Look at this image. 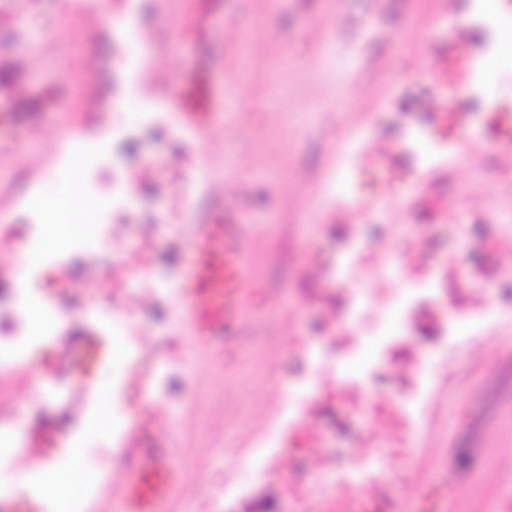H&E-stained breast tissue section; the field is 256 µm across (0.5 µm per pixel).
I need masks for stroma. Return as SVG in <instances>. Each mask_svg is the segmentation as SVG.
<instances>
[{
  "mask_svg": "<svg viewBox=\"0 0 512 512\" xmlns=\"http://www.w3.org/2000/svg\"><path fill=\"white\" fill-rule=\"evenodd\" d=\"M470 2L138 0L134 47L113 35L126 0H112L106 13L99 0H0V57L25 53L23 83L0 66V89H12L30 117L21 140L0 115V225L17 227L0 254V292L25 286L29 309L56 310L64 323L21 358L0 355L15 408L0 434V512H58L68 448L111 444L119 428L138 448L146 432L181 436L185 485L173 512L219 474L224 489L208 512H296L289 485L340 489L321 467L323 453L346 470L378 464L384 512H496L512 496V295L502 293L512 279V138L500 124L512 114V64L484 59L470 73L457 65L462 37L479 45L512 33V0H494L502 21L493 35L472 24ZM202 53L227 87L214 95L215 117L200 136L182 124L176 103L199 99L186 70ZM146 102L163 122L141 125ZM118 117L137 132L136 151L115 146L144 203L139 225L96 266L85 260L102 249L91 230L60 226V238L83 249L59 278L48 263L53 246L31 232L29 200L67 189L78 172H97L111 187L99 147L113 144ZM411 122L427 132L422 151L437 156L429 166L405 146ZM189 165L201 180L186 200L176 177ZM186 202L232 206L249 224L256 282L248 326L268 342L246 348L234 334L223 360L196 358L190 374L171 378L181 404L165 412L146 403L154 386L134 359L111 347L125 343L134 320L164 330L180 299L145 303L129 319L99 285L116 267L131 288L150 276L181 277L189 249L170 227ZM351 224L377 254L356 280L336 286V308L353 291L412 295L422 279L437 288L420 298L409 326L399 302L383 305L403 343L380 360L367 352L337 367L338 381L362 382L363 399L353 410L325 397L317 417L302 419L321 431V452L285 437L277 473L256 480L266 455L258 435L290 397L299 341L324 321L320 288ZM146 234L156 247L149 266ZM396 238L410 240L411 251L393 250ZM476 303L488 316L473 324ZM442 321L460 331L450 357L438 346ZM20 362L43 377L39 389L17 380ZM422 377L431 391L421 424L397 433L376 426L377 405L402 410ZM100 393L113 407L105 420L88 401ZM122 468L92 471L71 512H120L112 486Z\"/></svg>",
  "mask_w": 512,
  "mask_h": 512,
  "instance_id": "obj_1",
  "label": "stroma"
}]
</instances>
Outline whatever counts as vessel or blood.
Instances as JSON below:
<instances>
[{
	"mask_svg": "<svg viewBox=\"0 0 512 512\" xmlns=\"http://www.w3.org/2000/svg\"><path fill=\"white\" fill-rule=\"evenodd\" d=\"M248 230L232 211L223 218L199 220L190 242V272L178 288L185 303L181 321L193 346L212 356L220 351L212 338L244 322L252 303ZM183 490L172 451L128 458L125 475L113 493L122 512H169Z\"/></svg>",
	"mask_w": 512,
	"mask_h": 512,
	"instance_id": "1",
	"label": "vessel or blood"
}]
</instances>
